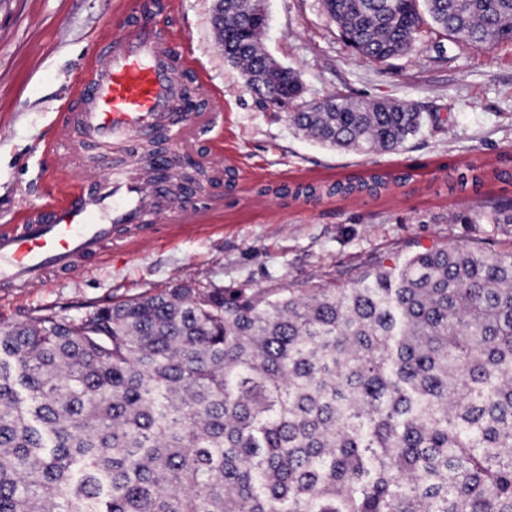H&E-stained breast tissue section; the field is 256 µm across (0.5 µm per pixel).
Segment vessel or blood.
<instances>
[{
	"mask_svg": "<svg viewBox=\"0 0 512 512\" xmlns=\"http://www.w3.org/2000/svg\"><path fill=\"white\" fill-rule=\"evenodd\" d=\"M140 9V0H114L111 22L95 34L99 51L85 57L69 79L67 98L81 108L59 114L52 136L38 145L44 160L41 198L0 224L1 292L40 288L51 269L75 274L111 240L142 248L156 241L158 225L176 230L220 221L215 209L169 194L166 177L142 179L125 171L99 176L86 164L88 146L163 132L180 145L206 141L213 168H223V112L171 109L179 93L175 68L191 72L211 101H223V87L201 65L192 39L165 18L143 20Z\"/></svg>",
	"mask_w": 512,
	"mask_h": 512,
	"instance_id": "1",
	"label": "vessel or blood"
}]
</instances>
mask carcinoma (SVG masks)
I'll list each match as a JSON object with an SVG mask.
<instances>
[{"mask_svg": "<svg viewBox=\"0 0 512 512\" xmlns=\"http://www.w3.org/2000/svg\"><path fill=\"white\" fill-rule=\"evenodd\" d=\"M368 63L442 33L512 43V0H322ZM224 60L282 110L303 92L260 47L262 0L212 16ZM312 141L392 152L434 115L331 96L288 113ZM512 185V155L448 189ZM373 171L262 186L379 197ZM0 512H512V253L455 246L346 288L177 284L78 319L0 327Z\"/></svg>", "mask_w": 512, "mask_h": 512, "instance_id": "cac0c4a2", "label": "carcinoma"}]
</instances>
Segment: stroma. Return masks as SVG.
Here are the masks:
<instances>
[{
    "label": "stroma",
    "mask_w": 512,
    "mask_h": 512,
    "mask_svg": "<svg viewBox=\"0 0 512 512\" xmlns=\"http://www.w3.org/2000/svg\"><path fill=\"white\" fill-rule=\"evenodd\" d=\"M216 0H181L173 23L191 37L223 85L224 155L239 190L224 221L138 250L105 246L109 259L79 275H48L43 288L0 296V324L37 313L80 318L146 291L193 282L223 288L345 287L376 266L434 246L512 253V185L488 180L449 192L441 166L512 154V43L471 47L426 38L408 54L367 63L340 37L321 0H266L265 53L294 69L299 106L329 96L408 102L436 119L398 151L366 154L321 146L287 113L262 106L213 36ZM111 0H0V219L37 201V144L52 131L68 78L110 17ZM413 169L406 187L375 198L315 203L258 195L263 184L332 182L374 170Z\"/></svg>",
    "instance_id": "stroma-1"
}]
</instances>
